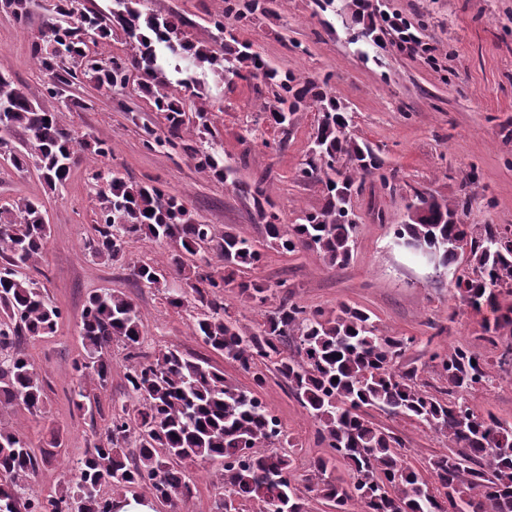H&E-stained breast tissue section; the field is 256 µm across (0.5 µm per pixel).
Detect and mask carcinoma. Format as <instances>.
<instances>
[{"instance_id": "carcinoma-1", "label": "carcinoma", "mask_w": 512, "mask_h": 512, "mask_svg": "<svg viewBox=\"0 0 512 512\" xmlns=\"http://www.w3.org/2000/svg\"><path fill=\"white\" fill-rule=\"evenodd\" d=\"M267 0H224L211 23L222 35L219 47L197 45L182 31L181 19L143 11V0H113L106 13L86 6V0H49V16L34 42L33 54L47 76L43 95L62 96L80 79L98 86L126 87L139 76L137 90L149 97L163 119L162 130L143 126V145L183 153L196 167L251 196L258 223L264 225L265 245L285 254L309 251L329 266H342L352 256L356 221L351 196L362 191L369 177L385 188L396 187L397 171L387 169L379 152L351 131L352 116L340 110L318 82L269 68L252 47L225 36L227 24L250 21L269 12ZM32 0H0V10L18 23L28 18ZM121 30L129 51L103 61L92 47ZM194 69L237 80H261L273 102L264 107L271 124L286 127L293 116L317 105L320 120L313 146L297 177L325 186L320 210L305 212L284 224L263 181L251 185L230 180L235 170L224 164L216 143L207 142L211 109L201 105L185 111L172 90L180 62ZM0 158L15 170L34 168L52 191L64 186L75 155L77 138L60 113L33 102L0 72ZM27 140L16 146L14 131ZM99 184L94 234L84 242L93 257L127 266L137 280L156 288L166 286V269L128 258L132 239L166 240L173 245L168 266L179 288L168 292L167 304L181 308L192 300L197 316L194 334L251 375L252 389L224 380V374L176 350L142 360L141 324L134 304L123 294L104 291L90 297L84 310L83 354L72 363L71 401L83 416H94L98 392L111 374L108 352L112 342L127 350L126 374L136 403L112 411L105 436L77 459L75 481L49 496L26 491L23 481L53 457L56 437L35 452L27 437L0 426V512H111L104 486L114 491L146 485L157 497L190 498L194 485L186 465L197 459L224 460V498L218 512H305L304 497L295 486L292 459L280 448L291 441L277 417L255 395L274 370L288 382L291 395L319 424L321 441L335 452L311 465L308 490L337 512H512V427L493 417L475 415L463 401L470 390L491 382L489 362L478 353L456 347L445 356L433 355L443 387L432 394L421 382L419 369L396 366L413 338L381 330L365 311L347 304L309 309L288 298L286 282L237 281L242 269L257 268L262 252L248 239L219 233L200 221L175 196L156 185H143L113 168L93 174ZM407 220L397 231L399 242L431 251L437 263L453 265L456 242L467 239L468 268L457 277L461 301L483 317L486 340L512 327V306L503 307L501 294L512 295V225L450 224L451 214L468 212L472 196L449 200L416 187ZM51 229L43 205L26 197L0 206V404L17 403L33 415L46 412L41 374L16 349L22 337H47L57 330L62 310L30 270L46 252ZM217 253L224 270L209 261L188 264L185 255ZM237 288L248 302L263 306L277 293L282 301L264 314L258 330L245 331L224 306V289ZM293 344L291 353L285 346ZM377 408L388 415L425 425L448 439L450 452L429 461L426 479L407 466L398 449L402 441L367 417ZM138 446L127 448L131 436ZM348 479L333 476L336 463Z\"/></svg>"}]
</instances>
